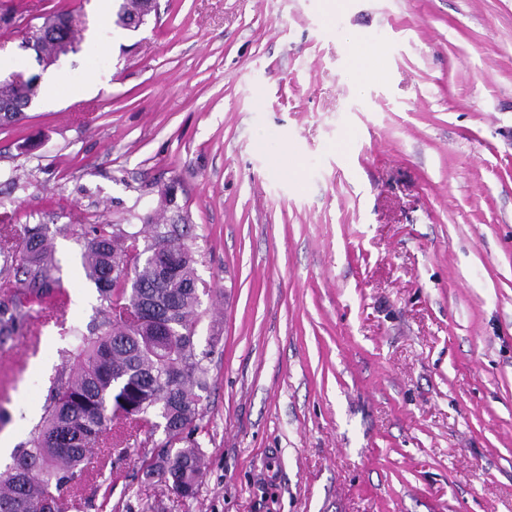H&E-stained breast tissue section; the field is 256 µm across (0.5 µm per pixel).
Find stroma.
Wrapping results in <instances>:
<instances>
[{"instance_id": "1", "label": "stroma", "mask_w": 512, "mask_h": 512, "mask_svg": "<svg viewBox=\"0 0 512 512\" xmlns=\"http://www.w3.org/2000/svg\"><path fill=\"white\" fill-rule=\"evenodd\" d=\"M63 10L78 51L0 126V198L47 225L83 328L72 225L165 223L177 184L208 370L196 499L143 478L142 435L64 512H512V0H158L136 31L0 0V57L39 73ZM73 345L35 304L0 343L14 444ZM79 22L82 23L80 15L71 12L44 17L32 43L40 65H58L63 57L75 51L74 34Z\"/></svg>"}]
</instances>
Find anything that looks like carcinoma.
<instances>
[{
  "label": "carcinoma",
  "mask_w": 512,
  "mask_h": 512,
  "mask_svg": "<svg viewBox=\"0 0 512 512\" xmlns=\"http://www.w3.org/2000/svg\"><path fill=\"white\" fill-rule=\"evenodd\" d=\"M117 20L131 23L148 9L146 0H118ZM80 15L55 13L43 18L32 47L39 64L56 65L75 51ZM37 94V76L0 79V124L26 118ZM12 205L0 199V275L23 276L25 288L0 305V339L12 336L26 305H44L46 321L64 316L69 296L56 276L59 266L46 226L24 227L17 236ZM190 225L155 224L151 254L141 257L135 233L117 224H76L82 238V268L98 292L104 317L98 332L87 336L78 327V341L68 352L75 370L57 378L41 420L27 441L14 449L12 463L0 471V512H63L64 494L80 481L91 464V449L107 456L127 453L129 441L158 430L164 439L146 465L167 491L183 501L196 498L203 450L192 438L199 392L207 387V368L196 350V259L178 243ZM123 264L133 267L131 286L112 274Z\"/></svg>",
  "instance_id": "carcinoma-1"
}]
</instances>
